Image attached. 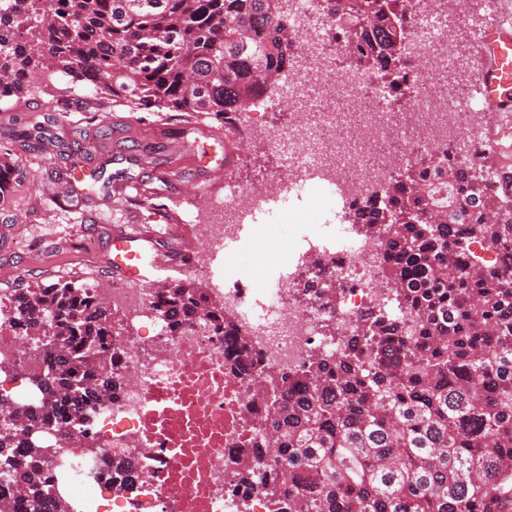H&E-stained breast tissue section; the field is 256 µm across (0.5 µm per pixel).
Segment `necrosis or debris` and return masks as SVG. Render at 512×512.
<instances>
[{"instance_id":"1","label":"necrosis or debris","mask_w":512,"mask_h":512,"mask_svg":"<svg viewBox=\"0 0 512 512\" xmlns=\"http://www.w3.org/2000/svg\"><path fill=\"white\" fill-rule=\"evenodd\" d=\"M461 2L417 0L409 17L415 46L396 90L354 63L345 34L317 21V0H292L289 19L299 34L293 76L249 102L288 111L291 125L255 127L259 147L280 164L249 186L225 182L223 199L193 217L204 259L192 274L206 276L209 298L223 304L235 333L171 326L155 288L106 280L88 288L112 316L106 344L113 357L105 369L119 389L98 403L92 423L75 413L66 427L47 424L33 433L49 460L43 512L63 504L78 512H270L243 469L256 454L254 430L267 411L254 396L259 376L338 352L356 333L386 297V240L380 231L353 240L345 225H318L341 245L315 249L299 275L280 278L271 290L246 268L224 276L214 263L265 196L322 190L325 211L339 206L350 214L418 156L447 157L449 141L465 143L470 158L483 161L490 143L475 127L478 105L448 81L459 59ZM399 93L405 99L397 111L391 103ZM320 280L335 282V294L309 290ZM147 324L153 335H140ZM48 370L14 314L0 309V395L26 409L37 396L34 378Z\"/></svg>"}]
</instances>
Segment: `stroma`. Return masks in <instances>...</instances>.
Segmentation results:
<instances>
[{
	"label": "stroma",
	"instance_id": "stroma-1",
	"mask_svg": "<svg viewBox=\"0 0 512 512\" xmlns=\"http://www.w3.org/2000/svg\"><path fill=\"white\" fill-rule=\"evenodd\" d=\"M287 123L275 110L244 111L236 125L209 120L190 123L166 112H131L97 99L90 90L55 76L52 94L41 89L0 102V149H10L21 173L15 197L0 204V297L20 288L72 282L89 286L107 271L104 259L114 225L127 215L165 233L167 223L190 228L196 202L181 184L179 162L191 149L210 166H221L224 140H240L230 176L242 183L274 171L279 161L250 146L256 120ZM77 173L78 193L58 199L57 189L69 173ZM137 179L146 193L137 204L115 200L114 185ZM93 228L95 252L85 257L73 248L79 225ZM279 226L259 221L252 247L242 249L255 279L281 271L284 257L275 241Z\"/></svg>",
	"mask_w": 512,
	"mask_h": 512
}]
</instances>
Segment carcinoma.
I'll return each instance as SVG.
<instances>
[{
	"label": "carcinoma",
	"instance_id": "cac0c4a2",
	"mask_svg": "<svg viewBox=\"0 0 512 512\" xmlns=\"http://www.w3.org/2000/svg\"><path fill=\"white\" fill-rule=\"evenodd\" d=\"M0 0V99L56 74L90 86L132 112H179L187 118L236 123L244 102L288 74L280 50L298 39L284 24L283 0ZM400 0H328V15L364 20L344 31L368 68L400 73L407 13ZM486 179L472 167L431 157L408 169L407 181L368 200L353 223L384 225L393 309H377L339 355L314 356L288 373L263 377L272 449L261 485L288 512H512V273L464 259L489 241L512 255V224L487 218L501 197L485 198ZM476 198L467 215L438 224L423 216ZM162 301L174 322L196 318L232 329L224 305L201 284L180 279ZM28 339L38 344L51 320V371L34 380L40 393L18 412L29 424H66L116 393L113 376L92 382L87 355L106 362L108 314L85 288L55 283L25 288L10 299ZM22 449L23 460L5 453ZM21 472L34 502L43 495L45 450L0 431V470Z\"/></svg>",
	"mask_w": 512,
	"mask_h": 512
}]
</instances>
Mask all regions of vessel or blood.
<instances>
[{"label":"vessel or blood","mask_w":512,"mask_h":512,"mask_svg":"<svg viewBox=\"0 0 512 512\" xmlns=\"http://www.w3.org/2000/svg\"><path fill=\"white\" fill-rule=\"evenodd\" d=\"M484 51L489 59L477 82V92L484 105L503 116L512 115V28L497 26L486 36ZM192 257L181 239L172 231L166 240L145 224H128L112 231L107 262L116 280L143 283L161 264L182 267Z\"/></svg>","instance_id":"1"}]
</instances>
